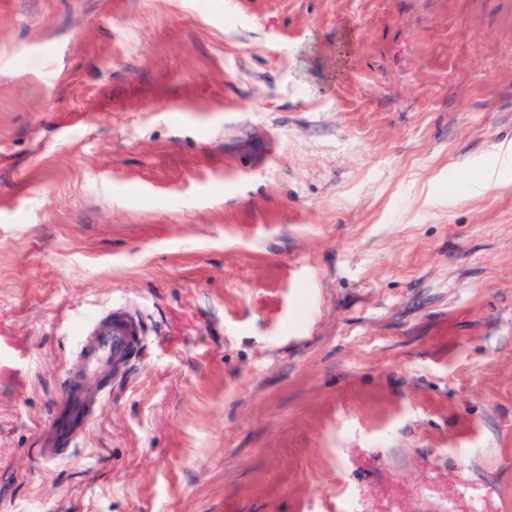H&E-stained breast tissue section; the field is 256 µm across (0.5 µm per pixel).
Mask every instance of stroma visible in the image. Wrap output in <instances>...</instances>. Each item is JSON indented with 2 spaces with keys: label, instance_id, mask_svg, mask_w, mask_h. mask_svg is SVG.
<instances>
[{
  "label": "stroma",
  "instance_id": "stroma-1",
  "mask_svg": "<svg viewBox=\"0 0 512 512\" xmlns=\"http://www.w3.org/2000/svg\"><path fill=\"white\" fill-rule=\"evenodd\" d=\"M505 140L512 0H0V512H512ZM496 166L482 170L481 175L473 180L468 187L472 196H479L492 183H497L501 173L512 171V141L502 142L495 148ZM144 342L140 315L116 305L83 323L64 386L39 436V458L64 460L110 397L113 375L130 366Z\"/></svg>",
  "mask_w": 512,
  "mask_h": 512
}]
</instances>
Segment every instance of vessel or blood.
<instances>
[{"mask_svg": "<svg viewBox=\"0 0 512 512\" xmlns=\"http://www.w3.org/2000/svg\"><path fill=\"white\" fill-rule=\"evenodd\" d=\"M143 342L140 315L123 305L83 323L57 406L39 436L40 459L57 462L67 457L109 399L112 376L130 365Z\"/></svg>", "mask_w": 512, "mask_h": 512, "instance_id": "vessel-or-blood-1", "label": "vessel or blood"}]
</instances>
